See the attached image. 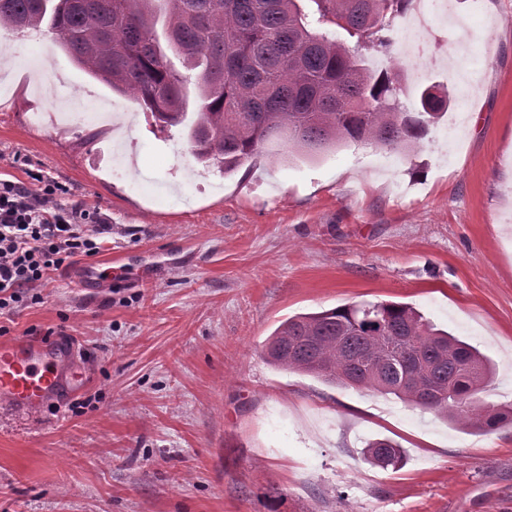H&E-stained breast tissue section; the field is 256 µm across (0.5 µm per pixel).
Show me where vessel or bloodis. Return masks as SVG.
<instances>
[{
	"mask_svg": "<svg viewBox=\"0 0 512 512\" xmlns=\"http://www.w3.org/2000/svg\"><path fill=\"white\" fill-rule=\"evenodd\" d=\"M138 269H115L95 264L86 279L108 283L112 279L134 280ZM67 341L46 343L25 337L0 346V404L27 416L37 415L51 397L68 395L85 381L83 368L72 359Z\"/></svg>",
	"mask_w": 512,
	"mask_h": 512,
	"instance_id": "obj_1",
	"label": "vessel or blood"
}]
</instances>
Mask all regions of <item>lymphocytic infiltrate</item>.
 Returning <instances> with one entry per match:
<instances>
[{"label":"lymphocytic infiltrate","mask_w":512,"mask_h":512,"mask_svg":"<svg viewBox=\"0 0 512 512\" xmlns=\"http://www.w3.org/2000/svg\"><path fill=\"white\" fill-rule=\"evenodd\" d=\"M36 188L0 178V311L34 300L51 273L104 248L112 226L95 211L61 203L60 186L37 176Z\"/></svg>","instance_id":"obj_1"}]
</instances>
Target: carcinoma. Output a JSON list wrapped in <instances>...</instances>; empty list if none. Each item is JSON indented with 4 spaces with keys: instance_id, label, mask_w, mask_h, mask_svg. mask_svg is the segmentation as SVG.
<instances>
[{
    "instance_id": "carcinoma-1",
    "label": "carcinoma",
    "mask_w": 512,
    "mask_h": 512,
    "mask_svg": "<svg viewBox=\"0 0 512 512\" xmlns=\"http://www.w3.org/2000/svg\"><path fill=\"white\" fill-rule=\"evenodd\" d=\"M313 2L310 16L298 0H0V28H46L75 66L134 94L160 126L183 127L196 160L226 175L271 140L307 159L351 143L390 152L417 146L448 109L447 96L427 86L417 109L402 107L387 73L321 31L341 29L385 52L386 32L410 0ZM169 50L198 71L193 116ZM264 358L331 385L393 395L474 433L512 424V403L480 398L493 379L490 360L407 303L296 314L267 338ZM363 454L383 470L405 464L388 438L368 441Z\"/></svg>"
}]
</instances>
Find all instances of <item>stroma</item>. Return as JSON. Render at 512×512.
<instances>
[{
  "instance_id": "obj_1",
  "label": "stroma",
  "mask_w": 512,
  "mask_h": 512,
  "mask_svg": "<svg viewBox=\"0 0 512 512\" xmlns=\"http://www.w3.org/2000/svg\"><path fill=\"white\" fill-rule=\"evenodd\" d=\"M494 2L455 0L474 55L490 59L480 73L416 78L409 10L389 53L359 49L402 104L432 84L448 93L419 148L350 144L307 160L274 141L229 175L48 36L0 29V177L42 170L62 203L106 216L104 256L151 278L90 285L78 261L42 303L0 314V344L74 336L89 363L62 404L0 410V512H512V426L473 434L262 353L294 314L403 302L495 365L484 400L512 402V0ZM39 53L52 70L27 66ZM63 89L88 124L44 120ZM105 103L138 147L121 179ZM375 438L400 444L401 470L364 461Z\"/></svg>"
}]
</instances>
